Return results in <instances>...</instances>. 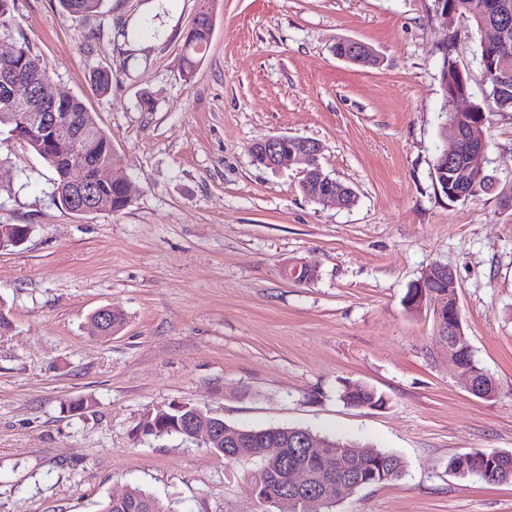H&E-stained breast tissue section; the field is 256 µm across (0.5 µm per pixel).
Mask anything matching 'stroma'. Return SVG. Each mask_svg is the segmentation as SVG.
<instances>
[{"mask_svg": "<svg viewBox=\"0 0 512 512\" xmlns=\"http://www.w3.org/2000/svg\"><path fill=\"white\" fill-rule=\"evenodd\" d=\"M199 0H105L74 16L58 0H15L16 31L59 92L82 100L121 156L133 202L73 214L52 169L0 135V224L27 241L0 250V512H99L138 487L173 512H261L249 463L146 416L192 403L251 428L299 425L397 454L402 475L345 492L332 512H512V483L462 479L456 454L512 451V112L486 123L495 186L451 201L432 178L445 147L440 48L478 68L483 35L432 0H218L210 44L184 78L183 35ZM363 42L376 68L336 58ZM112 72L101 94L92 77ZM151 107H144V98ZM286 134L320 142L350 186L342 208L305 198L299 167L253 164L250 146ZM315 266L287 280L294 260ZM458 282L465 340L495 381L484 400L435 362L432 313L404 298L431 264ZM112 306L103 339L89 317ZM385 394L355 408L344 381ZM90 406L70 411L71 401ZM112 315V322H111ZM95 332L99 336L103 337H111L112 331L110 327V322L112 324V330L120 331L125 324V317L122 311L116 309L114 313H112V307H104L98 310V316L96 321H91ZM117 332V333H118Z\"/></svg>", "mask_w": 512, "mask_h": 512, "instance_id": "35a3bbf8", "label": "stroma"}]
</instances>
